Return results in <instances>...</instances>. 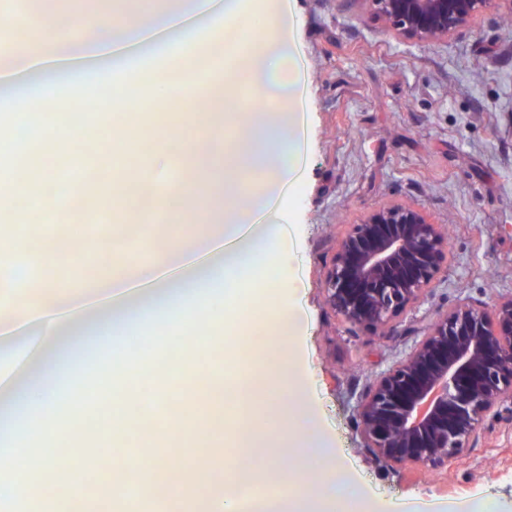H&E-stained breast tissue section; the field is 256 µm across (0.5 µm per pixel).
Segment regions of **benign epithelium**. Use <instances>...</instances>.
<instances>
[{
  "label": "benign epithelium",
  "instance_id": "obj_1",
  "mask_svg": "<svg viewBox=\"0 0 512 512\" xmlns=\"http://www.w3.org/2000/svg\"><path fill=\"white\" fill-rule=\"evenodd\" d=\"M397 40L437 43L474 26L501 0H370ZM448 237L426 207L370 209L341 240L324 284L343 320L386 334L434 287ZM512 401V296L492 309L461 303L438 314L411 351L381 372L357 403L375 457L438 468L469 447L480 424Z\"/></svg>",
  "mask_w": 512,
  "mask_h": 512
}]
</instances>
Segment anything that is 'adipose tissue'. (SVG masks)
Segmentation results:
<instances>
[{
	"label": "adipose tissue",
	"instance_id": "obj_1",
	"mask_svg": "<svg viewBox=\"0 0 512 512\" xmlns=\"http://www.w3.org/2000/svg\"><path fill=\"white\" fill-rule=\"evenodd\" d=\"M295 0H256L246 10L244 0H157L144 19L132 18L113 30L111 41L90 40L78 48L88 58L110 57L112 71L129 72L131 53L154 55L160 47L170 50L167 64L172 79L158 80L149 90L121 86L122 102L143 103L145 112L161 114V121L142 130L153 164L138 189L143 195L141 223L152 221L164 203L149 192L162 180L170 163L168 146L185 142V123L168 111L170 102L189 99L207 105L201 113L189 151L198 184L210 176L200 157L218 154L224 172L208 206H200L196 193L178 192L174 218L195 223L206 210L209 228L189 234L188 244L166 241L152 263L114 267L111 277L95 283L91 291L112 299L109 316L113 327L123 326L134 311L139 295L130 285H160L150 297L164 309L173 325L206 322L205 343L228 341L224 351L223 411L210 413L213 390L199 388L193 401L202 416L176 423L157 435L163 452L149 458L117 461L125 486L139 484L143 472L154 483L146 495L159 512H182L185 502L200 512H456L445 501L388 498L378 494L347 462L331 430L319 419L309 391L304 347L308 318L295 293L289 290L291 271L283 258L293 246V217L288 202L304 182L310 152V120L306 64L296 40ZM53 20L40 14L16 52L0 57V97H9L21 117L35 116L37 137L54 142L80 134L69 123L63 108L33 113L32 98L24 88L9 84L11 73L28 70L36 87L50 88L82 82L80 72L57 66L58 43L51 38ZM253 45L224 64V79L203 81L193 56L201 36L211 44L234 47L247 33ZM251 86L250 100H243L242 86ZM277 99L275 112H250L247 103ZM46 170L27 174L23 167L0 169V207L24 194L43 200ZM223 278L224 295H214L210 282ZM264 290L263 316L238 301L244 285ZM67 318L63 302L29 296L16 319H0V336H11L16 321L35 326L45 343V355L56 359L59 330ZM264 336L268 358L248 370L237 365L248 347L244 332ZM223 440L220 458L203 454L208 442ZM179 452L185 472L172 469L167 453Z\"/></svg>",
	"mask_w": 512,
	"mask_h": 512
}]
</instances>
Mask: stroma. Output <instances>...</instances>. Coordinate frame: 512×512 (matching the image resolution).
<instances>
[{
	"label": "stroma",
	"instance_id": "obj_1",
	"mask_svg": "<svg viewBox=\"0 0 512 512\" xmlns=\"http://www.w3.org/2000/svg\"><path fill=\"white\" fill-rule=\"evenodd\" d=\"M300 47L311 95L310 168L289 207L296 245L290 265L298 278L301 302L311 321L306 339L311 387L325 420L357 470L381 493L400 498L462 500L474 492L512 502V403L478 429L470 448L436 468L418 470L381 463L365 448L357 428V400L374 378L422 338L439 312L462 302L493 308L512 295V24L505 13L512 0L472 28L436 44L391 38L367 0H296ZM86 85L46 89L60 106L80 102L95 113L92 134L48 148L18 136L10 103L0 100V139L27 152L32 163L49 168L51 184H64L75 197L67 223L46 221L24 195L0 209V232L12 234L9 250L23 253L62 234L74 250L49 265L60 280L43 289L62 298L111 276L127 263L131 249L119 211L135 213V197L109 199L97 207L85 199L88 182L105 185L109 174L129 178L147 172L149 149L138 160L114 156L106 132L112 129L113 103L123 82L109 62L82 66ZM390 201L423 204L449 229L448 261L435 288L397 320L393 334L345 322L325 302L322 285L338 245L371 208ZM157 310L120 330L107 314L91 311L83 330H64L61 363L45 375L47 385L66 393L74 381L104 357L134 342L155 323ZM167 357H185L193 372L147 381L151 397L122 408L124 420L162 427L183 421L200 386L222 387L224 347H193L181 339ZM36 338L0 346V395L6 383H21L37 364ZM112 468L87 470L83 490L49 488L45 502L59 497L70 512H97L99 491H112Z\"/></svg>",
	"mask_w": 512,
	"mask_h": 512
}]
</instances>
